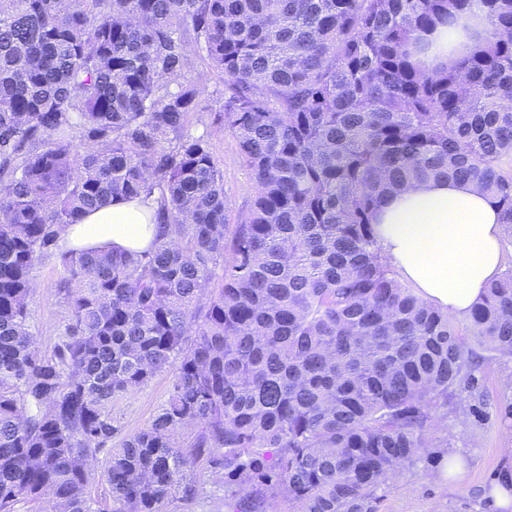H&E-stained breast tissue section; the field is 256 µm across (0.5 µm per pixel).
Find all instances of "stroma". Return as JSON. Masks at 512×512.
I'll return each instance as SVG.
<instances>
[{
  "label": "stroma",
  "instance_id": "35a3bbf8",
  "mask_svg": "<svg viewBox=\"0 0 512 512\" xmlns=\"http://www.w3.org/2000/svg\"><path fill=\"white\" fill-rule=\"evenodd\" d=\"M205 93L204 112L190 114L192 132H208L211 151L224 171V193L230 202L228 224L241 222L252 199V175L241 160L234 138L225 132L214 117L220 108L224 78L207 63L196 66ZM63 268L56 257L39 261L33 272L38 283L29 310L32 330L40 348L51 347L65 323L68 311L56 293ZM487 415L481 421L469 422L459 439L444 445L443 439L458 420L448 417L439 423L431 439L432 446L422 461L405 467L391 477L369 500L371 512H488L483 494L505 470L512 468V455H507L505 431H512V420H502L498 410L512 402V358L486 364L481 373ZM172 375L162 372L139 391L118 397L112 406L123 433L132 434L145 428L165 403L171 388ZM459 457L464 469L461 479L443 480L438 476L443 459Z\"/></svg>",
  "mask_w": 512,
  "mask_h": 512
}]
</instances>
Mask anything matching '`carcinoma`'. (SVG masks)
I'll list each match as a JSON object with an SVG mask.
<instances>
[{
  "mask_svg": "<svg viewBox=\"0 0 512 512\" xmlns=\"http://www.w3.org/2000/svg\"><path fill=\"white\" fill-rule=\"evenodd\" d=\"M475 6L493 33L423 67V35ZM199 60L253 176L231 235L188 127ZM511 163L512 0H0V512H104L99 468L112 512H167L201 461L227 512H368L512 355V268L461 328L397 279L374 213L453 179L512 237ZM153 196L150 248H61L81 215ZM51 256L68 318L43 351L28 304ZM168 369L167 401L112 445V400Z\"/></svg>",
  "mask_w": 512,
  "mask_h": 512,
  "instance_id": "cac0c4a2",
  "label": "carcinoma"
}]
</instances>
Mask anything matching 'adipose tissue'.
I'll use <instances>...</instances> for the list:
<instances>
[{
  "label": "adipose tissue",
  "mask_w": 512,
  "mask_h": 512,
  "mask_svg": "<svg viewBox=\"0 0 512 512\" xmlns=\"http://www.w3.org/2000/svg\"><path fill=\"white\" fill-rule=\"evenodd\" d=\"M481 11L463 18L455 33L432 38L425 64L488 35ZM155 201L115 199L85 214L62 232L66 250L113 248L141 251L159 231ZM374 235L402 282L435 308L466 317L505 266L504 228L493 199L471 184L427 181L385 197L376 210Z\"/></svg>",
  "instance_id": "adipose-tissue-1"
}]
</instances>
